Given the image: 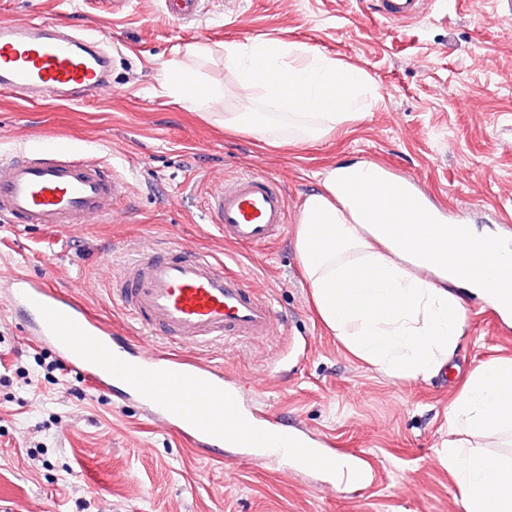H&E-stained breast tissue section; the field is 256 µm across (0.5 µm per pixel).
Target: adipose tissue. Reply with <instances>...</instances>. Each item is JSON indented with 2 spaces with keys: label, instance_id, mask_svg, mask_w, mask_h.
<instances>
[{
  "label": "adipose tissue",
  "instance_id": "ef3b65f1",
  "mask_svg": "<svg viewBox=\"0 0 512 512\" xmlns=\"http://www.w3.org/2000/svg\"><path fill=\"white\" fill-rule=\"evenodd\" d=\"M176 102L198 107L217 97L182 62L168 72ZM386 177L375 164L327 170L300 212L295 248L324 324L357 358L388 376L428 380L447 371L466 334L464 294L512 324V241L489 229L459 230L434 219L394 224L379 215ZM512 434V358L474 367L448 407L452 438L437 451L460 490L464 512H512V457L456 440L460 431Z\"/></svg>",
  "mask_w": 512,
  "mask_h": 512
}]
</instances>
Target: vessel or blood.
I'll return each instance as SVG.
<instances>
[{"label": "vessel or blood", "instance_id": "b4317fda", "mask_svg": "<svg viewBox=\"0 0 512 512\" xmlns=\"http://www.w3.org/2000/svg\"><path fill=\"white\" fill-rule=\"evenodd\" d=\"M430 0H375L392 23L422 18ZM173 22L198 20L203 0H163ZM112 52L64 26L34 19L0 21V92L30 102H72L111 88ZM127 181L94 156L65 150L0 156V217L15 224L50 225L62 231L120 218ZM208 223L225 242L264 247L288 226V195L279 181L247 171L214 179L204 200ZM10 309L32 342L57 350L65 365L94 388L119 389L137 398L149 418L220 461L225 447L256 449L268 428L246 409L243 389L223 370L197 358L144 345L129 348L112 326L60 293L49 276L14 269L0 273ZM112 295L153 337L195 346L223 344L226 337L253 339L277 331L269 300L214 253L187 246L141 247L112 279ZM303 469L330 481L353 482L374 467L361 451L336 469V451L325 437L306 442Z\"/></svg>", "mask_w": 512, "mask_h": 512}]
</instances>
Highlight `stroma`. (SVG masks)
Wrapping results in <instances>:
<instances>
[{
	"label": "stroma",
	"mask_w": 512,
	"mask_h": 512,
	"mask_svg": "<svg viewBox=\"0 0 512 512\" xmlns=\"http://www.w3.org/2000/svg\"><path fill=\"white\" fill-rule=\"evenodd\" d=\"M0 17L71 25L107 38L112 96L78 103L18 102L0 93V153L16 147L101 158L128 177L121 224L64 232L0 221V272L54 274L65 295L115 325L133 344L164 347L109 299L114 273L145 243L184 244L227 258L259 285L281 325L267 339L185 352L223 368L259 414L327 436L333 447L370 454L380 476L367 492L326 487L285 465L196 455L146 417L137 400L89 388L57 353L31 345L0 299V512H462L454 476L436 460L449 438L448 406L472 368L512 357V326L466 299V336L448 372L427 381L387 376L350 354L319 319L295 250L294 231L265 249L224 244L203 211L210 169L279 180L292 216L318 189L321 172L367 162L415 179L449 218L466 216L512 239V0H433L409 23L373 14L370 0H204L198 21L171 22L161 0H129L121 15L92 0H0ZM274 38L362 71L361 112L316 139L266 144L224 129L248 112L222 48ZM211 47L192 60L219 100L195 109L166 86L174 49ZM27 128L23 140L6 137Z\"/></svg>",
	"instance_id": "stroma-1"
}]
</instances>
